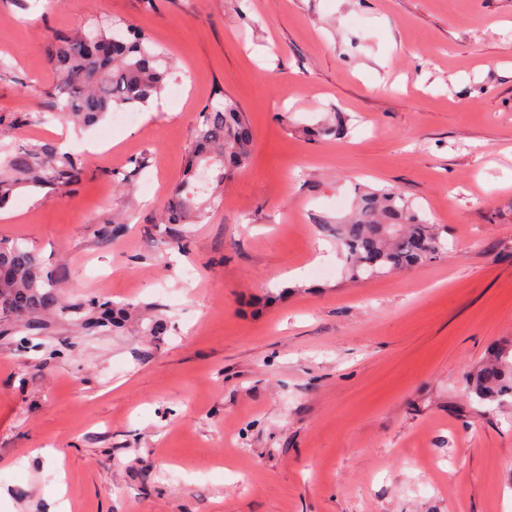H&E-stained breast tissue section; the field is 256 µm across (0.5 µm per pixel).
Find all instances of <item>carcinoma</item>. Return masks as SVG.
<instances>
[{"mask_svg":"<svg viewBox=\"0 0 512 512\" xmlns=\"http://www.w3.org/2000/svg\"><path fill=\"white\" fill-rule=\"evenodd\" d=\"M50 60L56 73L50 109L17 113V130L52 120L90 125L112 112L146 106L160 95L170 68L165 53L130 25H83L59 34ZM253 142L251 127L233 98L224 95L219 106L203 109L177 193L164 203L169 223L202 217L201 211L192 210L193 199L201 193L216 194L233 171L245 167ZM81 167L79 158L50 142L0 143V207L24 187L49 188L63 197L77 182ZM326 229L345 247L353 280L406 269L446 253L444 229L422 220L393 188L363 194L352 220ZM61 309L57 284L34 254L17 240L0 239V318L23 321L33 329L42 324L45 313ZM124 321V312L93 303L81 326L114 329ZM465 385L482 402L512 397V348L500 350L467 374Z\"/></svg>","mask_w":512,"mask_h":512,"instance_id":"1","label":"carcinoma"}]
</instances>
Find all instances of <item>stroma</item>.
<instances>
[{
	"instance_id": "1",
	"label": "stroma",
	"mask_w": 512,
	"mask_h": 512,
	"mask_svg": "<svg viewBox=\"0 0 512 512\" xmlns=\"http://www.w3.org/2000/svg\"><path fill=\"white\" fill-rule=\"evenodd\" d=\"M115 21L171 60L138 122L14 130ZM0 59V138L84 160L0 212L64 302L0 322V512H512V397L463 384L512 343V0H0ZM222 92L253 156L164 223ZM386 187L448 252L350 281L325 227ZM124 312L106 304L91 303L88 316L81 326L88 329L117 328L125 321Z\"/></svg>"
}]
</instances>
